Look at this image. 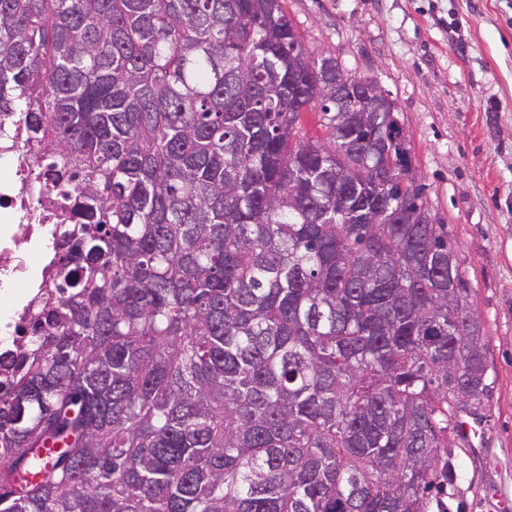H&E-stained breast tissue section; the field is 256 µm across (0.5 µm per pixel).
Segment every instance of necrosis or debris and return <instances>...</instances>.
I'll return each mask as SVG.
<instances>
[{
	"label": "necrosis or debris",
	"instance_id": "1",
	"mask_svg": "<svg viewBox=\"0 0 512 512\" xmlns=\"http://www.w3.org/2000/svg\"><path fill=\"white\" fill-rule=\"evenodd\" d=\"M64 212L44 202L41 171L25 162L19 139L0 130V349L16 337L20 305L40 274L39 256L56 246L51 227Z\"/></svg>",
	"mask_w": 512,
	"mask_h": 512
}]
</instances>
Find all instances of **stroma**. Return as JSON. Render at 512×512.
Segmentation results:
<instances>
[{"instance_id": "35a3bbf8", "label": "stroma", "mask_w": 512, "mask_h": 512, "mask_svg": "<svg viewBox=\"0 0 512 512\" xmlns=\"http://www.w3.org/2000/svg\"><path fill=\"white\" fill-rule=\"evenodd\" d=\"M313 55L376 81L398 108L433 215L483 326L478 437L449 448L433 512H512V0H281Z\"/></svg>"}]
</instances>
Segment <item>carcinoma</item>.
<instances>
[{
	"label": "carcinoma",
	"mask_w": 512,
	"mask_h": 512,
	"mask_svg": "<svg viewBox=\"0 0 512 512\" xmlns=\"http://www.w3.org/2000/svg\"><path fill=\"white\" fill-rule=\"evenodd\" d=\"M340 74L280 0H0V121L75 218L0 353V512H427L452 481L480 324L423 189L344 220L409 151L328 100L306 137Z\"/></svg>",
	"instance_id": "cac0c4a2"
}]
</instances>
